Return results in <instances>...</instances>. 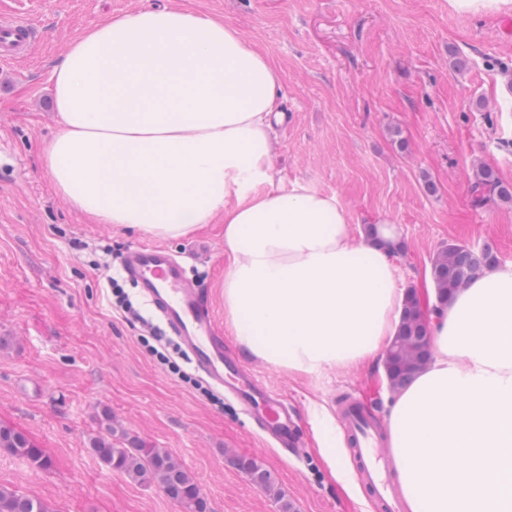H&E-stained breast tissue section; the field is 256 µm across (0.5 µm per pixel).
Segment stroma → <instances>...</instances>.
I'll return each instance as SVG.
<instances>
[{
    "instance_id": "stroma-1",
    "label": "stroma",
    "mask_w": 512,
    "mask_h": 512,
    "mask_svg": "<svg viewBox=\"0 0 512 512\" xmlns=\"http://www.w3.org/2000/svg\"><path fill=\"white\" fill-rule=\"evenodd\" d=\"M165 0H0V19L25 14L40 37L29 56L0 63V424L23 431L48 464L34 469L0 451V486L52 512H182L150 480L131 481L91 451L102 413L118 438L169 452L192 475L210 512H387L358 472L335 478L309 407L356 396L379 418L393 397L383 364L318 376L242 360L293 408L295 451L273 447L223 389L199 372L140 288L129 322L107 280L128 285L121 262L150 238L95 224L54 190L39 155L56 129L52 66L84 30ZM234 24L279 69L282 123L276 167L336 195L352 224L393 218L398 283L422 289L451 243L492 247L512 262V202H471L477 166L512 184V7L471 15L448 0H178ZM466 56L464 68L455 59ZM166 248L204 288L215 329L224 324V219ZM169 357L161 364L149 353ZM258 462L272 488L252 483Z\"/></svg>"
}]
</instances>
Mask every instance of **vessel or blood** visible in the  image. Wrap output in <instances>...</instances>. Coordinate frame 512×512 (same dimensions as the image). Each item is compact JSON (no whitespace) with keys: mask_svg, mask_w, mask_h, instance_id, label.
<instances>
[{"mask_svg":"<svg viewBox=\"0 0 512 512\" xmlns=\"http://www.w3.org/2000/svg\"><path fill=\"white\" fill-rule=\"evenodd\" d=\"M35 39V29L27 19L0 21V59L24 58ZM126 271L190 351L197 368L252 410L281 447H294L293 419L287 407L239 357L226 353L223 337L213 329L214 315L206 293L186 278L182 264L163 246L143 245L129 251ZM344 427L364 484L386 506H393L394 489L387 478L391 462L379 448L381 425L351 399L344 408Z\"/></svg>","mask_w":512,"mask_h":512,"instance_id":"b4317fda","label":"vessel or blood"}]
</instances>
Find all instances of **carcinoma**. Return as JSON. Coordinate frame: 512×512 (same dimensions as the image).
<instances>
[{
	"mask_svg": "<svg viewBox=\"0 0 512 512\" xmlns=\"http://www.w3.org/2000/svg\"><path fill=\"white\" fill-rule=\"evenodd\" d=\"M472 202L480 206L497 196L512 201V185L497 179L493 172L478 168L471 186ZM498 262L494 251L485 247L476 252L468 247L450 244L442 247L431 266V278L437 297L444 301L467 287L488 266ZM394 370L390 376V390L399 392L422 369L430 358L428 323L418 314L416 296L411 294L404 304L402 321L391 344ZM101 432L91 442L93 452L107 467L119 470L133 481L150 479L164 493L177 501L183 512H209L193 477L178 461L160 448H149L141 442H130L128 447L114 443L112 416L100 419ZM0 449L21 458L31 466L42 469L46 460L41 449L34 446L22 432L0 425ZM239 465L251 481L260 487L271 486L268 472L253 460H240ZM0 512H51L39 498L0 487Z\"/></svg>",
	"mask_w": 512,
	"mask_h": 512,
	"instance_id": "carcinoma-1",
	"label": "carcinoma"
}]
</instances>
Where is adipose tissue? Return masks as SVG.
Instances as JSON below:
<instances>
[{"instance_id": "ef3b65f1", "label": "adipose tissue", "mask_w": 512, "mask_h": 512, "mask_svg": "<svg viewBox=\"0 0 512 512\" xmlns=\"http://www.w3.org/2000/svg\"><path fill=\"white\" fill-rule=\"evenodd\" d=\"M40 146L56 192L98 224L166 240L224 218V322L274 369L319 375L384 357L400 323L392 241L336 195L276 181L282 78L233 24L177 5L88 28L51 71ZM433 358L392 398L405 512H512V263L435 307Z\"/></svg>"}]
</instances>
